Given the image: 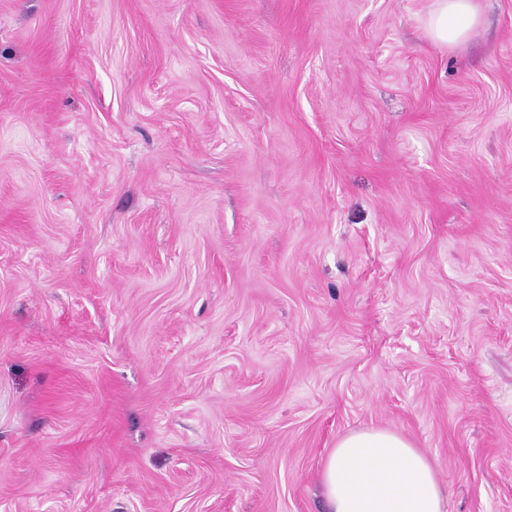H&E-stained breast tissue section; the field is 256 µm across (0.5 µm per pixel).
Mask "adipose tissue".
I'll return each instance as SVG.
<instances>
[{"label": "adipose tissue", "instance_id": "adipose-tissue-1", "mask_svg": "<svg viewBox=\"0 0 512 512\" xmlns=\"http://www.w3.org/2000/svg\"><path fill=\"white\" fill-rule=\"evenodd\" d=\"M480 23L476 0H433L423 25L444 47L467 40ZM327 512H447V496L424 449L389 430L338 439L321 471Z\"/></svg>", "mask_w": 512, "mask_h": 512}]
</instances>
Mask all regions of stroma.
<instances>
[{
    "label": "stroma",
    "mask_w": 512,
    "mask_h": 512,
    "mask_svg": "<svg viewBox=\"0 0 512 512\" xmlns=\"http://www.w3.org/2000/svg\"><path fill=\"white\" fill-rule=\"evenodd\" d=\"M0 0V512H326L338 438L512 512V0ZM479 23L476 0H434L423 20L428 37L444 47L467 40Z\"/></svg>",
    "instance_id": "stroma-1"
}]
</instances>
